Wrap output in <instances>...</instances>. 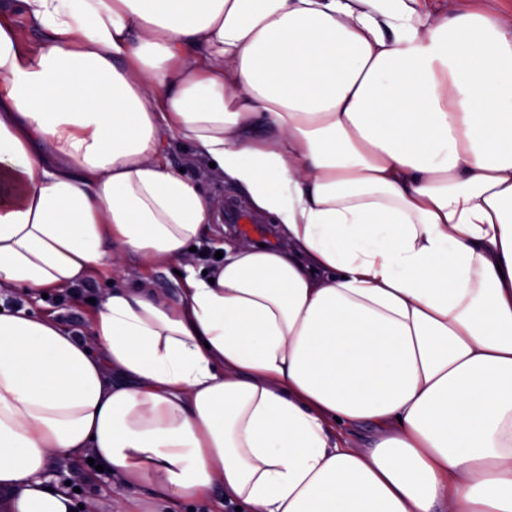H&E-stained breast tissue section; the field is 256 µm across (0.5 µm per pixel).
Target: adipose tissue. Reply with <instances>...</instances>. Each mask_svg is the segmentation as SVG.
Masks as SVG:
<instances>
[{
    "mask_svg": "<svg viewBox=\"0 0 512 512\" xmlns=\"http://www.w3.org/2000/svg\"><path fill=\"white\" fill-rule=\"evenodd\" d=\"M181 138L287 246L197 270ZM0 188L9 512H73L46 472L86 454L214 512H512V15L0 0ZM132 257L183 287L33 311Z\"/></svg>",
    "mask_w": 512,
    "mask_h": 512,
    "instance_id": "1",
    "label": "adipose tissue"
}]
</instances>
